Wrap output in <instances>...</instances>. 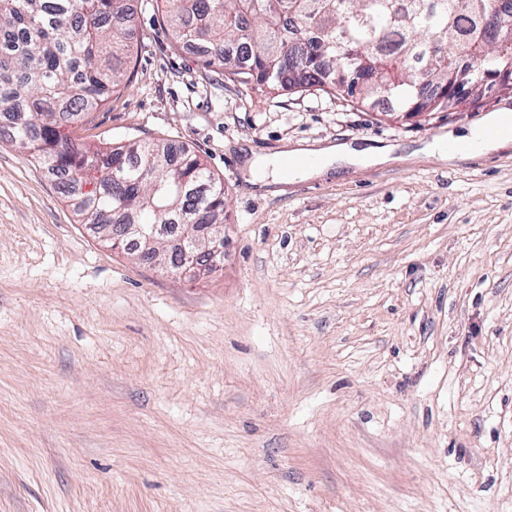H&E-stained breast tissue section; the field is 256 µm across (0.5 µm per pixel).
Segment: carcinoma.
Returning <instances> with one entry per match:
<instances>
[{
	"label": "carcinoma",
	"mask_w": 512,
	"mask_h": 512,
	"mask_svg": "<svg viewBox=\"0 0 512 512\" xmlns=\"http://www.w3.org/2000/svg\"><path fill=\"white\" fill-rule=\"evenodd\" d=\"M174 47L231 80L314 90L394 112H441L456 62L512 70V45L487 44L501 0H159ZM128 0H0V134L59 180L74 214L112 239L116 224L224 223V186L201 159L164 140L106 149L66 127L121 89L135 39ZM354 49L351 56L343 48ZM359 71V92L334 81Z\"/></svg>",
	"instance_id": "obj_1"
}]
</instances>
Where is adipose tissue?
Masks as SVG:
<instances>
[{"label":"adipose tissue","mask_w":512,"mask_h":512,"mask_svg":"<svg viewBox=\"0 0 512 512\" xmlns=\"http://www.w3.org/2000/svg\"><path fill=\"white\" fill-rule=\"evenodd\" d=\"M474 152L485 153L512 141V113L497 112L490 115L483 128L473 129L465 137ZM392 150L388 147H365L351 142L328 144L321 147L289 149L288 157L304 159V166L285 174L278 157L253 158L249 172L253 185L264 188L285 182L287 177L310 178L332 167H356L384 164L390 161Z\"/></svg>","instance_id":"ef3b65f1"}]
</instances>
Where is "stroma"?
<instances>
[{
    "instance_id": "35a3bbf8",
    "label": "stroma",
    "mask_w": 512,
    "mask_h": 512,
    "mask_svg": "<svg viewBox=\"0 0 512 512\" xmlns=\"http://www.w3.org/2000/svg\"><path fill=\"white\" fill-rule=\"evenodd\" d=\"M135 72L75 141L167 139L224 185V254L166 274L0 138V512H512V109L393 114L245 87L132 0ZM395 147L258 188L245 156ZM512 112V111H511ZM496 112L487 118L486 123L480 129H472L468 134L461 138H447L450 140H462L473 146V153H485L495 150L504 144L512 141V113ZM487 130L494 133L486 134ZM511 132V136H509ZM444 138L436 140L423 148L424 153L429 155H438L442 160H454L456 158L468 157L472 154H449L445 147Z\"/></svg>"
}]
</instances>
